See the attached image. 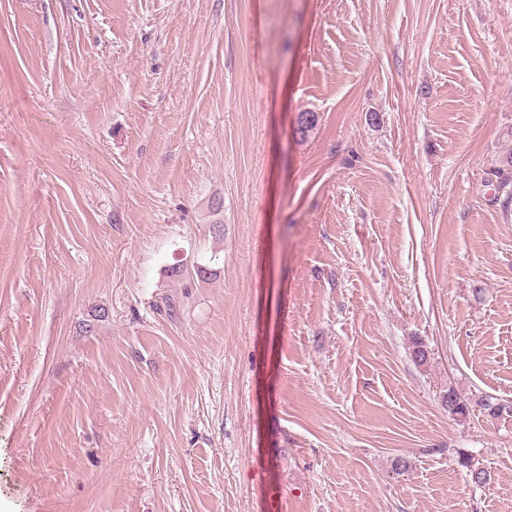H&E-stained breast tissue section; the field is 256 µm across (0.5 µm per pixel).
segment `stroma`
I'll return each instance as SVG.
<instances>
[{
  "label": "stroma",
  "instance_id": "35a3bbf8",
  "mask_svg": "<svg viewBox=\"0 0 512 512\" xmlns=\"http://www.w3.org/2000/svg\"><path fill=\"white\" fill-rule=\"evenodd\" d=\"M511 151L512 0H0V512H512ZM491 175L496 178L495 181L491 178V183H496V190L501 196L504 195V201L508 202L512 199V152L502 156L498 162L492 167ZM505 189V190H504ZM508 189V190H506ZM503 190V191H502ZM444 406L452 417L467 418L478 412L490 418H498L502 415L512 417V403L491 395H482L478 399L465 400L460 397L454 388H448Z\"/></svg>",
  "mask_w": 512,
  "mask_h": 512
}]
</instances>
